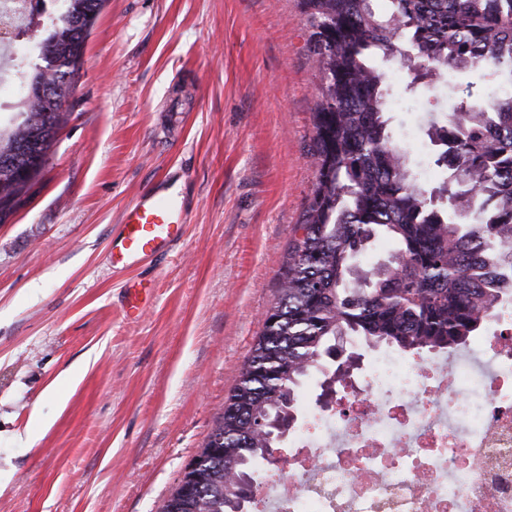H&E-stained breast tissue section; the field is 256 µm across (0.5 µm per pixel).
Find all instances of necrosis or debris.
I'll list each match as a JSON object with an SVG mask.
<instances>
[{"mask_svg":"<svg viewBox=\"0 0 512 512\" xmlns=\"http://www.w3.org/2000/svg\"><path fill=\"white\" fill-rule=\"evenodd\" d=\"M53 13L29 0L25 37L0 40V112L17 111L22 45ZM340 398L302 405L288 476L255 512H512V308L452 355L375 356Z\"/></svg>","mask_w":512,"mask_h":512,"instance_id":"necrosis-or-debris-1","label":"necrosis or debris"}]
</instances>
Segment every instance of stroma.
<instances>
[{
  "label": "stroma",
  "mask_w": 512,
  "mask_h": 512,
  "mask_svg": "<svg viewBox=\"0 0 512 512\" xmlns=\"http://www.w3.org/2000/svg\"><path fill=\"white\" fill-rule=\"evenodd\" d=\"M308 36L301 0H105L48 164L0 222V512H160L178 485L315 180ZM436 104H389L413 161ZM164 178L182 239L115 270L114 226ZM137 276L154 288L134 320Z\"/></svg>",
  "instance_id": "1"
}]
</instances>
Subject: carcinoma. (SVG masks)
<instances>
[{
  "mask_svg": "<svg viewBox=\"0 0 512 512\" xmlns=\"http://www.w3.org/2000/svg\"><path fill=\"white\" fill-rule=\"evenodd\" d=\"M105 0H62L40 44L25 111L0 128V221L42 174L85 42ZM303 0L320 84L311 161L315 182L293 228L278 300L198 457L161 512H245L229 471L250 480L275 462V424L294 422L301 386L315 373L325 404L351 375L333 360L339 336L404 354L450 351L485 329L512 294V0ZM409 72L405 90L436 81L448 105L422 132L431 186L393 138L385 65ZM460 73L484 88L459 89ZM379 238L387 263L355 260Z\"/></svg>",
  "mask_w": 512,
  "mask_h": 512,
  "instance_id": "1",
  "label": "carcinoma"
}]
</instances>
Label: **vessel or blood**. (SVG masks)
<instances>
[{"label":"vessel or blood","instance_id":"vessel-or-blood-1","mask_svg":"<svg viewBox=\"0 0 512 512\" xmlns=\"http://www.w3.org/2000/svg\"><path fill=\"white\" fill-rule=\"evenodd\" d=\"M183 203L175 185L161 180L141 192L125 209L111 240L113 264L131 268L168 251L183 236ZM152 290L151 284L129 286L125 314L139 316Z\"/></svg>","mask_w":512,"mask_h":512}]
</instances>
